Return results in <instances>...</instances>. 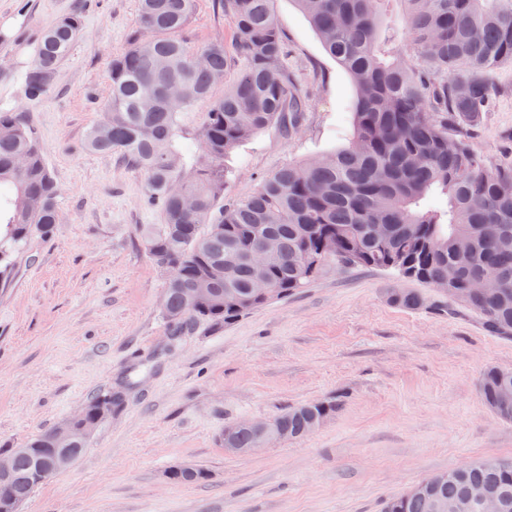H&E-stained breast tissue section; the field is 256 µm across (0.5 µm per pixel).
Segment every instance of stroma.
Listing matches in <instances>:
<instances>
[{"label": "stroma", "instance_id": "35a3bbf8", "mask_svg": "<svg viewBox=\"0 0 512 512\" xmlns=\"http://www.w3.org/2000/svg\"><path fill=\"white\" fill-rule=\"evenodd\" d=\"M139 0H0V109L36 134L59 189L60 222L0 279V450L25 447L93 397L121 394L83 455L40 485L21 512H381L429 475L512 459V422L479 397L491 368L512 371V338L429 285L339 267L228 325L179 337L161 309L163 277L140 235L161 223L144 176L84 139L110 94L109 65L137 25ZM289 66L310 106L289 133L272 127L227 161L225 199L249 196L280 167L342 145L354 87L294 0H275ZM82 28L48 95L24 91L42 32L72 11ZM233 31L196 0L185 34L197 47ZM474 152L512 164V65L493 73ZM401 288L427 307L394 304ZM337 400L310 435L250 456L224 430ZM190 462L206 480L169 481Z\"/></svg>", "mask_w": 512, "mask_h": 512}]
</instances>
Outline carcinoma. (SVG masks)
<instances>
[{"label":"carcinoma","instance_id":"obj_1","mask_svg":"<svg viewBox=\"0 0 512 512\" xmlns=\"http://www.w3.org/2000/svg\"><path fill=\"white\" fill-rule=\"evenodd\" d=\"M323 48L349 74L355 96L348 143L263 178L248 197L224 202V165L265 129L288 132L309 101L288 67V40L273 0H214L232 25L221 39L192 48L183 37L195 0H139L136 28L110 63L111 93L88 133V150L117 153L142 172L162 223L141 236L164 278V315L173 334L193 320L234 322L263 307L254 294L251 256L267 240L263 279L286 298L341 263L393 270L405 280L446 283L484 328L512 337V166L475 154L472 130L489 111L492 71L512 64V0H296ZM403 6L400 41L387 15ZM77 13L42 34L26 77V96L44 97L81 30ZM234 79L226 83L230 70ZM224 84L217 96L215 87ZM207 103L196 144L178 140L180 118ZM59 189L41 148L15 112L0 110V273L32 236L59 221ZM492 277L497 289L474 288ZM209 280L213 297L193 305L192 288ZM392 301L420 308L423 295L397 290ZM482 402L512 422V371L482 375ZM119 396L86 404L98 425ZM336 412V401L292 407L267 424L290 440ZM264 430L236 423L226 448H258ZM14 466L0 495L21 506L38 483V466L58 477L52 430L12 448ZM208 473L170 470L176 484ZM387 499L382 512H436L469 502L481 489L512 512V459H481L437 474Z\"/></svg>","mask_w":512,"mask_h":512}]
</instances>
